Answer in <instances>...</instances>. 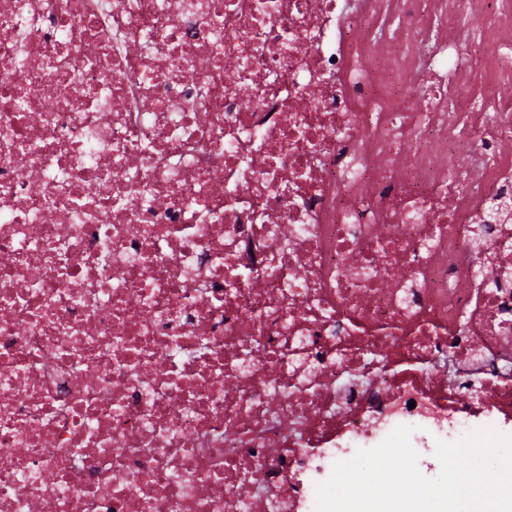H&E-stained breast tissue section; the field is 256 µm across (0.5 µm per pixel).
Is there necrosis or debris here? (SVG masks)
<instances>
[{
    "label": "necrosis or debris",
    "instance_id": "4bbe7bcc",
    "mask_svg": "<svg viewBox=\"0 0 512 512\" xmlns=\"http://www.w3.org/2000/svg\"><path fill=\"white\" fill-rule=\"evenodd\" d=\"M471 4L0 0V512H314L397 426L426 472L512 427V67L470 53L512 0Z\"/></svg>",
    "mask_w": 512,
    "mask_h": 512
}]
</instances>
